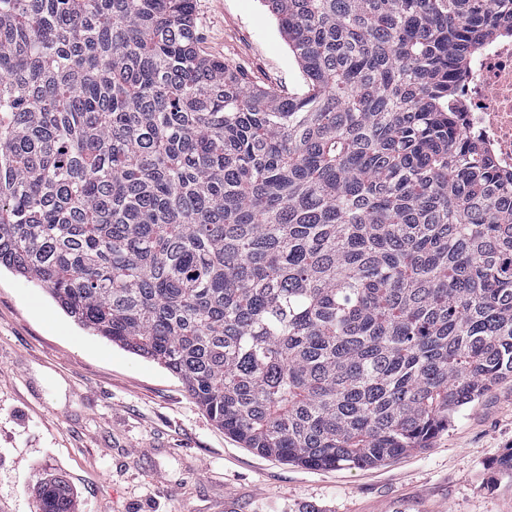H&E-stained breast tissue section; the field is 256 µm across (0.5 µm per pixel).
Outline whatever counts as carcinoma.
I'll return each mask as SVG.
<instances>
[{
    "label": "carcinoma",
    "mask_w": 512,
    "mask_h": 512,
    "mask_svg": "<svg viewBox=\"0 0 512 512\" xmlns=\"http://www.w3.org/2000/svg\"><path fill=\"white\" fill-rule=\"evenodd\" d=\"M264 2L301 93L193 0H0V267L245 447L376 466L512 377V173L450 107L512 0ZM201 54L220 59L250 86L304 89L301 70L262 0H195Z\"/></svg>",
    "instance_id": "cac0c4a2"
}]
</instances>
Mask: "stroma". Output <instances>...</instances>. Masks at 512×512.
Segmentation results:
<instances>
[{"label": "stroma", "instance_id": "1", "mask_svg": "<svg viewBox=\"0 0 512 512\" xmlns=\"http://www.w3.org/2000/svg\"><path fill=\"white\" fill-rule=\"evenodd\" d=\"M201 54L251 86L304 81L262 0H195ZM512 378L430 448L383 465L311 469L217 427L163 365L80 328L42 285L0 270V512H37L51 476L73 512H512Z\"/></svg>", "mask_w": 512, "mask_h": 512}]
</instances>
